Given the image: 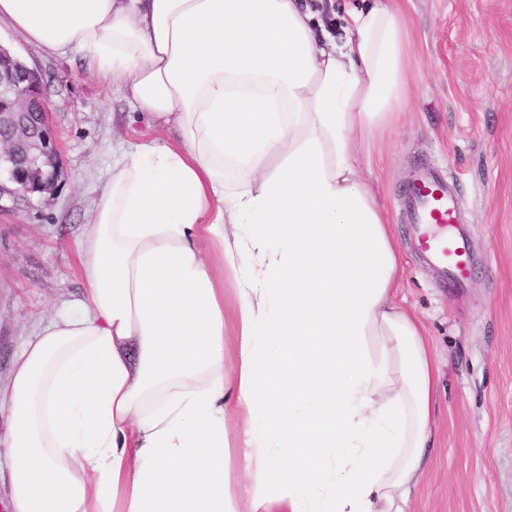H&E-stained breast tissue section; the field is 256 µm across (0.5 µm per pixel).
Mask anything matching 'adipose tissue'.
<instances>
[{
    "instance_id": "ef3b65f1",
    "label": "adipose tissue",
    "mask_w": 512,
    "mask_h": 512,
    "mask_svg": "<svg viewBox=\"0 0 512 512\" xmlns=\"http://www.w3.org/2000/svg\"><path fill=\"white\" fill-rule=\"evenodd\" d=\"M361 2L339 41L308 0H0L156 129L0 390L11 512H406L437 374L361 171L408 35L398 0Z\"/></svg>"
}]
</instances>
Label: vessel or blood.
Instances as JSON below:
<instances>
[{
    "mask_svg": "<svg viewBox=\"0 0 512 512\" xmlns=\"http://www.w3.org/2000/svg\"><path fill=\"white\" fill-rule=\"evenodd\" d=\"M401 219L411 228L415 250L451 292L461 291L472 276L470 235L458 220L459 202L444 168H416L398 202Z\"/></svg>",
    "mask_w": 512,
    "mask_h": 512,
    "instance_id": "obj_1",
    "label": "vessel or blood"
}]
</instances>
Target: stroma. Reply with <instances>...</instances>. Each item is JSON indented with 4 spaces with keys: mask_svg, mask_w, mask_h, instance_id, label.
Returning a JSON list of instances; mask_svg holds the SVG:
<instances>
[{
    "mask_svg": "<svg viewBox=\"0 0 512 512\" xmlns=\"http://www.w3.org/2000/svg\"><path fill=\"white\" fill-rule=\"evenodd\" d=\"M410 101L370 148L365 177L402 254L397 301L440 369L433 448L408 512H512V0H400ZM0 45L39 72L64 178L53 197L0 193V388L41 320L83 288L77 243L121 149L148 134L121 93L78 60ZM449 171L472 235L474 276L449 293L413 251L398 196L414 167Z\"/></svg>",
    "mask_w": 512,
    "mask_h": 512,
    "instance_id": "stroma-1",
    "label": "stroma"
}]
</instances>
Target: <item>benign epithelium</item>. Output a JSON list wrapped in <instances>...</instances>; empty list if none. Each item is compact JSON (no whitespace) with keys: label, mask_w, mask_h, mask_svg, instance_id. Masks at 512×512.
Listing matches in <instances>:
<instances>
[{"label":"benign epithelium","mask_w":512,"mask_h":512,"mask_svg":"<svg viewBox=\"0 0 512 512\" xmlns=\"http://www.w3.org/2000/svg\"><path fill=\"white\" fill-rule=\"evenodd\" d=\"M38 74L0 46V173L26 197L54 194L64 169Z\"/></svg>","instance_id":"1"}]
</instances>
